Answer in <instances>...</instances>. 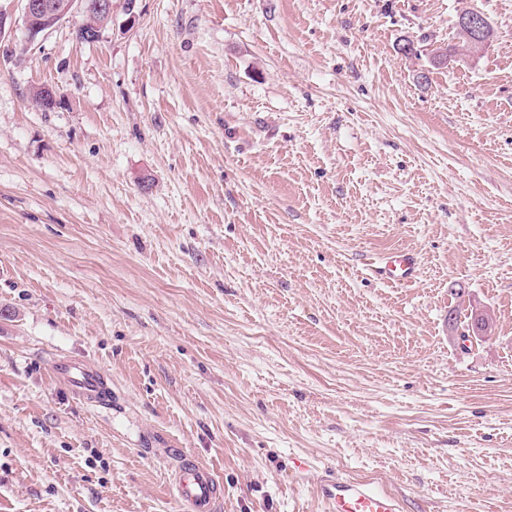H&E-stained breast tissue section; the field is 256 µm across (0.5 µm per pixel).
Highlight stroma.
<instances>
[{
	"label": "stroma",
	"instance_id": "stroma-1",
	"mask_svg": "<svg viewBox=\"0 0 512 512\" xmlns=\"http://www.w3.org/2000/svg\"><path fill=\"white\" fill-rule=\"evenodd\" d=\"M464 8L493 39L434 64ZM0 10V512H180L184 454L223 512H330L328 474L512 512V0ZM26 39L34 44L38 37L46 34L74 13L83 17L99 16L112 19V0H21ZM419 261L415 253L401 251L369 267L370 274L381 281L393 284H409L416 280ZM51 378L67 386L71 392L87 404H100L106 401V380L104 373L82 361L68 357L54 360Z\"/></svg>",
	"mask_w": 512,
	"mask_h": 512
}]
</instances>
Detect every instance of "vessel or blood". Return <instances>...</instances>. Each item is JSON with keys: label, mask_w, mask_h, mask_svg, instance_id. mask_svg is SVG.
<instances>
[{"label": "vessel or blood", "mask_w": 512, "mask_h": 512, "mask_svg": "<svg viewBox=\"0 0 512 512\" xmlns=\"http://www.w3.org/2000/svg\"><path fill=\"white\" fill-rule=\"evenodd\" d=\"M418 271V257L410 251L393 254L369 268L374 278L401 285L414 282ZM51 377L85 403L100 404L106 400L104 373L82 361L64 356L54 360ZM175 488L182 512H220V484L211 467L184 457L175 477ZM320 495L329 504L331 512H400L401 509L397 497L357 480L323 484Z\"/></svg>", "instance_id": "vessel-or-blood-1"}]
</instances>
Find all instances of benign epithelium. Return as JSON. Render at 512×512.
Masks as SVG:
<instances>
[{
	"label": "benign epithelium",
	"mask_w": 512,
	"mask_h": 512,
	"mask_svg": "<svg viewBox=\"0 0 512 512\" xmlns=\"http://www.w3.org/2000/svg\"><path fill=\"white\" fill-rule=\"evenodd\" d=\"M23 23L30 44L74 13L112 19V0H22ZM460 26L477 47L486 42L485 16L478 11L462 14Z\"/></svg>",
	"instance_id": "1"
}]
</instances>
